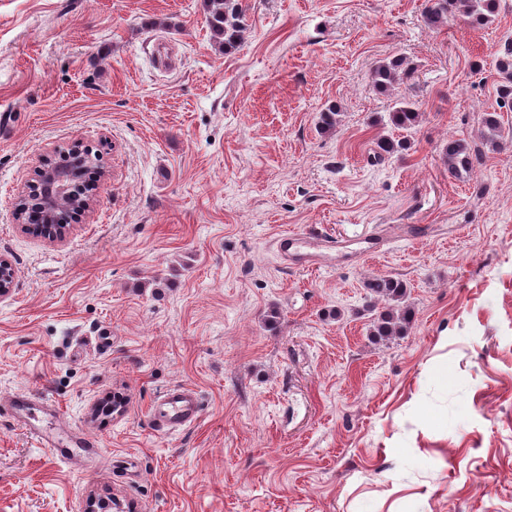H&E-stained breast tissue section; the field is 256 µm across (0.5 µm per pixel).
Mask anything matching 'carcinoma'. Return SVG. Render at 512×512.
<instances>
[{"label":"carcinoma","instance_id":"carcinoma-1","mask_svg":"<svg viewBox=\"0 0 512 512\" xmlns=\"http://www.w3.org/2000/svg\"><path fill=\"white\" fill-rule=\"evenodd\" d=\"M206 23L224 53L236 50L247 30L246 15L241 0H204ZM498 0H427L423 11V20L427 27L440 29L456 18H465L474 27L485 26L493 20ZM501 82L497 87L499 105L512 107V40L503 43L496 62ZM412 64L403 56H395L379 61L371 72L373 88L386 93L394 85L408 79L413 74ZM420 113L415 104L398 99L389 112V122L397 130L410 131L419 121ZM487 134L480 142L465 138H448V144L442 150L448 163V170L460 178L469 174L482 163L485 150H502L506 140L502 134L500 115L487 113L484 119ZM410 148L407 137L385 136L377 140L375 158L382 160L401 156ZM371 294L384 302L382 311L372 318L371 335L381 341L402 336L408 330L412 320V311L407 305V285L395 277H380L366 285Z\"/></svg>","mask_w":512,"mask_h":512}]
</instances>
